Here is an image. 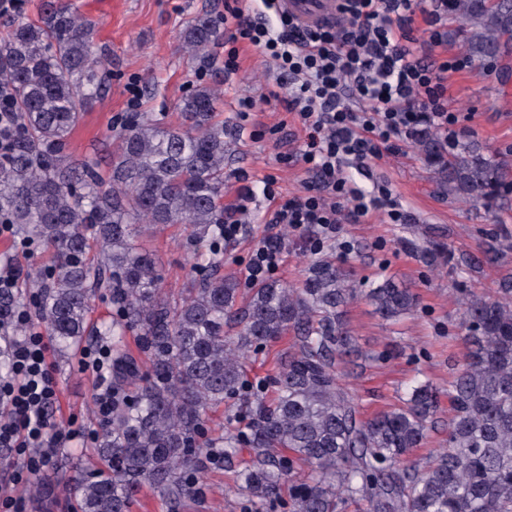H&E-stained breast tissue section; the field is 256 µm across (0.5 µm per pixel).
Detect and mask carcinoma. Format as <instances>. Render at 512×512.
<instances>
[{
    "label": "carcinoma",
    "mask_w": 512,
    "mask_h": 512,
    "mask_svg": "<svg viewBox=\"0 0 512 512\" xmlns=\"http://www.w3.org/2000/svg\"><path fill=\"white\" fill-rule=\"evenodd\" d=\"M192 58L211 64L223 38L203 13L182 31ZM448 40L477 65L512 53V0H448ZM21 132L0 158V215L52 250L38 320L66 351L89 335L94 294L109 292L120 318L112 337V387L89 466L68 490L77 512H129L150 488L177 512L204 486L201 459L224 449V464L255 450L236 489L288 512H512V276L494 298L462 302L466 360L448 383L447 447L420 464L440 392L428 381L402 405L370 419L339 383L358 352L344 309L362 293L384 321L411 313L409 289L387 279L360 290L350 274L316 260L296 288L265 282L240 300L210 251L201 278L177 295L162 292L157 259L136 247V225L185 224L202 241L224 223L228 130L216 89L192 83L182 122L164 127L135 113L121 129L108 183L68 155V139L106 86L94 25L65 0H41L37 18L10 21L0 38V83ZM417 141L451 201L494 209L512 190V162L478 141L447 145L428 131ZM491 241L469 264L494 263ZM135 333L147 373L125 347ZM290 336L275 361V395L245 379L250 352ZM237 400L244 429L212 436L208 411Z\"/></svg>",
    "instance_id": "obj_1"
}]
</instances>
